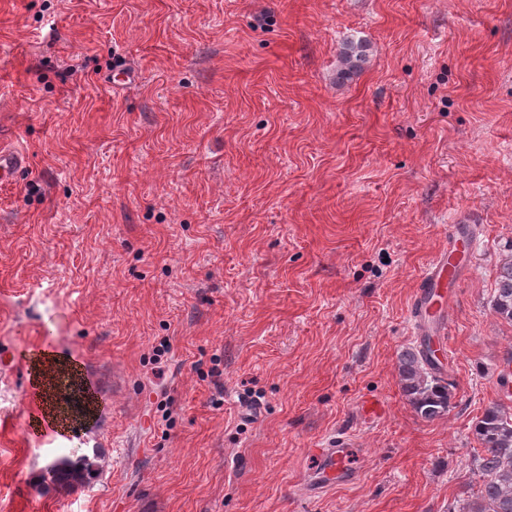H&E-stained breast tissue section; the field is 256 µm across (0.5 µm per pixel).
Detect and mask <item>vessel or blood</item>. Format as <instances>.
I'll list each match as a JSON object with an SVG mask.
<instances>
[{"label": "vessel or blood", "mask_w": 512, "mask_h": 512, "mask_svg": "<svg viewBox=\"0 0 512 512\" xmlns=\"http://www.w3.org/2000/svg\"><path fill=\"white\" fill-rule=\"evenodd\" d=\"M460 230L448 236V248L430 262L423 273L412 299L410 313L417 326L433 325L434 333L447 336L455 298V285L467 266L460 258ZM353 438L346 433L330 436L318 448L312 449L314 466L303 480V491L312 497L326 488L353 483L357 474L349 464L354 447Z\"/></svg>", "instance_id": "obj_1"}]
</instances>
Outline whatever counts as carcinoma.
Instances as JSON below:
<instances>
[{"label":"carcinoma","mask_w":512,"mask_h":512,"mask_svg":"<svg viewBox=\"0 0 512 512\" xmlns=\"http://www.w3.org/2000/svg\"><path fill=\"white\" fill-rule=\"evenodd\" d=\"M337 81L357 76L367 62V45L361 39H346L341 47ZM493 311L512 322V256L499 266L491 300ZM401 388L414 412L424 420H434L453 408L454 385L439 372L428 345L407 348L398 356ZM481 445L475 462L476 482L465 487L459 512H512V410L493 403L474 425ZM96 470V461L81 456L56 458L45 467L55 482L82 486Z\"/></svg>","instance_id":"carcinoma-1"}]
</instances>
